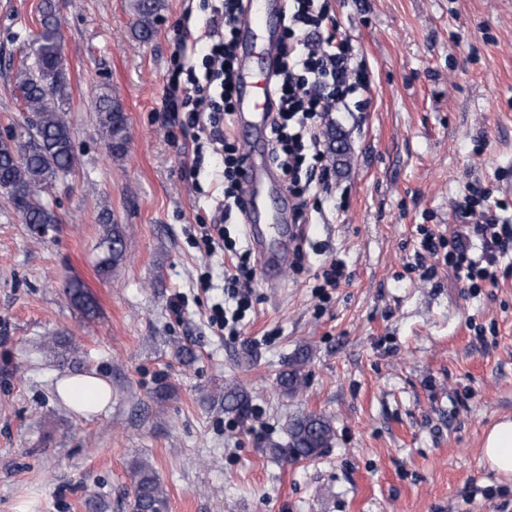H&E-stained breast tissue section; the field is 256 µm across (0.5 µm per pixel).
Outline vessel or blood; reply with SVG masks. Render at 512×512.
I'll return each mask as SVG.
<instances>
[{
	"label": "vessel or blood",
	"instance_id": "obj_1",
	"mask_svg": "<svg viewBox=\"0 0 512 512\" xmlns=\"http://www.w3.org/2000/svg\"><path fill=\"white\" fill-rule=\"evenodd\" d=\"M245 25L251 34L266 36L267 41L259 49L262 66L255 71L246 68L238 71L233 130L247 141L240 181L246 199L244 217L248 235L262 247L260 270L263 277L277 282L287 267V254L282 249L268 248L267 243L274 238L294 237L297 229L288 222L287 192H280L275 198L269 193L278 178L264 160L270 114L275 107L267 75L274 67L276 54V44L268 38L273 29V16L267 0H246Z\"/></svg>",
	"mask_w": 512,
	"mask_h": 512
}]
</instances>
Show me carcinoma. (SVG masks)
Listing matches in <instances>:
<instances>
[{
	"mask_svg": "<svg viewBox=\"0 0 512 512\" xmlns=\"http://www.w3.org/2000/svg\"><path fill=\"white\" fill-rule=\"evenodd\" d=\"M161 8L162 0H134L135 29L139 37L152 34ZM38 24L32 61H21L19 68L18 90L26 110L31 113L26 141L21 144L11 137L0 139V186L8 188L10 200L24 223L49 225L59 224L61 219L46 197L56 182L73 172L77 155L66 118L69 79L56 0H41ZM94 109L109 153L113 157L123 155L128 143V125L121 103L104 90L97 95ZM99 223L104 234L99 242L101 257L97 268L100 273L108 274L123 257L126 241L121 227L112 221L109 213H101ZM67 294L84 315L96 314L95 299L79 281L69 282ZM306 358L305 352L296 353L288 369L280 373L279 386L286 393L293 395L301 389L304 383L301 370ZM224 404L243 413L249 407V396L233 387L224 392ZM334 436L329 418L306 413L288 425L287 444L273 443L271 448L276 452L284 450L295 459H312L330 447ZM131 476V512H168V497L151 465L133 463Z\"/></svg>",
	"mask_w": 512,
	"mask_h": 512,
	"instance_id": "obj_1",
	"label": "carcinoma"
}]
</instances>
